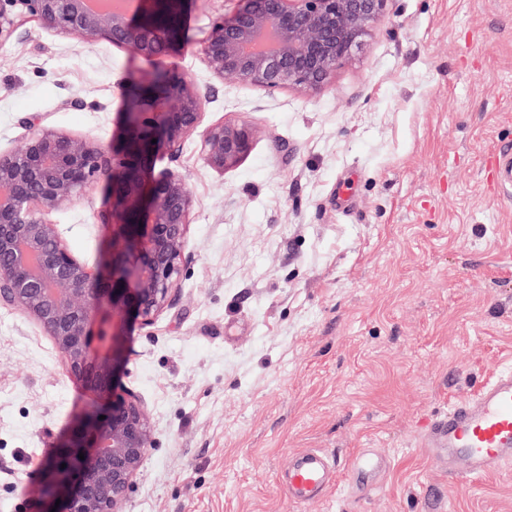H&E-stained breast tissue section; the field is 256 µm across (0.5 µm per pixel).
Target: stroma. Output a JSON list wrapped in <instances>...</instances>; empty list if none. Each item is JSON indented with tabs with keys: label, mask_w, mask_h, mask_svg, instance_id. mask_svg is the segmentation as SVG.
I'll list each match as a JSON object with an SVG mask.
<instances>
[{
	"label": "stroma",
	"mask_w": 512,
	"mask_h": 512,
	"mask_svg": "<svg viewBox=\"0 0 512 512\" xmlns=\"http://www.w3.org/2000/svg\"><path fill=\"white\" fill-rule=\"evenodd\" d=\"M238 0H190L160 60L23 21L0 47V150L24 119L120 137L146 73L176 69L205 124L244 121L250 153L217 172L198 141L156 169L194 197L171 305L127 319L114 392L143 403L152 446L124 512H512V464L449 484L421 446L452 397L512 358V203L488 162L512 145V0H388L312 92L214 78L196 48ZM92 200L51 216L89 267L110 244ZM98 398L49 336L0 306V512H37L46 463ZM310 448L339 470L387 466L366 496L291 502L278 481Z\"/></svg>",
	"instance_id": "stroma-1"
}]
</instances>
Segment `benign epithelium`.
Instances as JSON below:
<instances>
[{
  "mask_svg": "<svg viewBox=\"0 0 512 512\" xmlns=\"http://www.w3.org/2000/svg\"><path fill=\"white\" fill-rule=\"evenodd\" d=\"M166 2L104 0L89 11L85 0H0V47L29 19L87 45L106 42L159 59L180 43L190 0H178V15L167 18ZM239 2L231 17L213 20L198 60L217 79L272 94L325 85L387 0ZM141 88L117 146L28 119L24 146L0 151V305L50 336L68 376L100 399L75 420L49 463L42 512H122L151 446L141 402L113 394L119 336L127 316L148 324L169 305L194 206L185 178L155 172L153 160L179 153L197 135L203 162L222 172L250 153L255 137L246 122L203 125L205 96L178 70L165 71L161 82L148 77ZM102 181L111 202L96 218L112 230V263L94 271L49 215L87 200Z\"/></svg>",
  "mask_w": 512,
  "mask_h": 512,
  "instance_id": "obj_1",
  "label": "benign epithelium"
}]
</instances>
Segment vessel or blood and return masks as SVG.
I'll list each match as a JSON object with an SVG mask.
<instances>
[{
  "label": "vessel or blood",
  "mask_w": 512,
  "mask_h": 512,
  "mask_svg": "<svg viewBox=\"0 0 512 512\" xmlns=\"http://www.w3.org/2000/svg\"><path fill=\"white\" fill-rule=\"evenodd\" d=\"M502 188H512V149L492 153ZM438 465L452 477L481 478L512 463V363L502 367L476 394L454 401L423 438ZM335 472L326 454L311 450L296 454L281 472L291 501L323 498ZM374 468L368 458L351 465L350 484L358 492L370 491Z\"/></svg>",
  "instance_id": "obj_1"
}]
</instances>
